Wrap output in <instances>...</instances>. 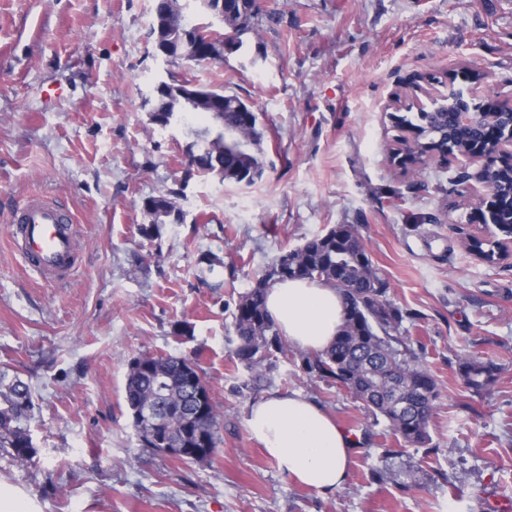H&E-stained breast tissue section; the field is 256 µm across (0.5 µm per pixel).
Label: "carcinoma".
Returning <instances> with one entry per match:
<instances>
[{"instance_id": "1", "label": "carcinoma", "mask_w": 512, "mask_h": 512, "mask_svg": "<svg viewBox=\"0 0 512 512\" xmlns=\"http://www.w3.org/2000/svg\"><path fill=\"white\" fill-rule=\"evenodd\" d=\"M259 22V12L252 11L248 0H242L235 14L227 18L225 41L235 44L254 31ZM204 92L224 98V124L211 127L203 123L188 129L191 141L186 149L189 169L185 176L196 173L254 184L266 169L263 132L254 127L246 156L235 167L224 166V125L235 122L236 110L243 101L220 88L206 87ZM404 122L434 151L451 147L469 152L479 146L491 152L493 131L485 127L458 130L450 126L445 136L440 123L427 112H418ZM489 176L498 192L491 212L493 223L512 224V166L502 167L493 161ZM179 197L178 189L160 195L162 203H153V219L139 227L143 237L156 238L161 224L184 223L176 206ZM288 279L327 284L341 294L344 303L343 324L331 345L319 354L303 355L306 371L335 381L374 420H386L400 445L429 444L437 382L403 342L400 328L412 314L388 300L390 284L373 265L362 236L352 224H338L282 252L251 288L239 294L233 312L236 360L259 377L270 368L268 361L274 355L286 358L293 351L275 328L265 304L271 284ZM148 364L143 367L135 357L129 361L126 375L125 401L132 424L142 427L138 438L160 453L163 445L149 440L148 435L162 432L185 448H209V453L182 458L187 463L208 462L218 445L221 415L211 398L206 400L205 409L199 410L196 391L207 388L200 368L188 358L172 355H153ZM458 371L470 392L484 396L490 393L499 366L478 356H467L459 361ZM31 405L30 386L17 376L8 381L1 372L0 448L11 449L15 458L25 461L37 455L29 429Z\"/></svg>"}]
</instances>
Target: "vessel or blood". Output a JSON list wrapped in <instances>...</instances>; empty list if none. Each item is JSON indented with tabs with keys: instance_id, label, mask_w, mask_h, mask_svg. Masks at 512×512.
<instances>
[{
	"instance_id": "b4317fda",
	"label": "vessel or blood",
	"mask_w": 512,
	"mask_h": 512,
	"mask_svg": "<svg viewBox=\"0 0 512 512\" xmlns=\"http://www.w3.org/2000/svg\"><path fill=\"white\" fill-rule=\"evenodd\" d=\"M15 246L45 280L67 282L75 257V217L72 211L40 195L28 198L12 215Z\"/></svg>"
}]
</instances>
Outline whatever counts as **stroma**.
I'll return each instance as SVG.
<instances>
[{
    "label": "stroma",
    "mask_w": 512,
    "mask_h": 512,
    "mask_svg": "<svg viewBox=\"0 0 512 512\" xmlns=\"http://www.w3.org/2000/svg\"><path fill=\"white\" fill-rule=\"evenodd\" d=\"M152 7L0 0V372L28 383L39 450L23 461L0 448V488L27 512H498L512 502V256L488 265L462 244L482 232L458 222L481 194L455 182L466 158L402 175L387 150L405 135L393 97L416 83L446 94L460 64L481 75L476 98L512 99V0H260L243 47L200 64L159 54ZM172 73L260 113L273 162L261 180L185 178L183 122L159 128L146 106ZM53 86L64 96L45 100ZM177 186L184 223L143 238L144 200ZM31 194L75 215L67 284L42 280L10 242ZM339 224L357 227L389 301L411 314L403 334L439 391L426 447L399 449L297 354L241 387L239 293ZM142 353L202 369L223 416L208 463L141 446L124 388ZM464 355L501 365L490 394L463 386ZM273 390L305 393L360 439L343 489L297 485L251 437L248 406ZM377 467L390 477L375 480Z\"/></svg>",
    "instance_id": "stroma-1"
}]
</instances>
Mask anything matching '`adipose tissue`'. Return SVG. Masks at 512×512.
<instances>
[{
  "label": "adipose tissue",
  "mask_w": 512,
  "mask_h": 512,
  "mask_svg": "<svg viewBox=\"0 0 512 512\" xmlns=\"http://www.w3.org/2000/svg\"><path fill=\"white\" fill-rule=\"evenodd\" d=\"M266 307L280 334L305 353L322 352L331 344L344 313L336 289L309 280L275 284L267 292ZM246 423L289 479L323 495L344 487L357 443L303 393L268 394L250 404Z\"/></svg>",
  "instance_id": "ef3b65f1"
}]
</instances>
